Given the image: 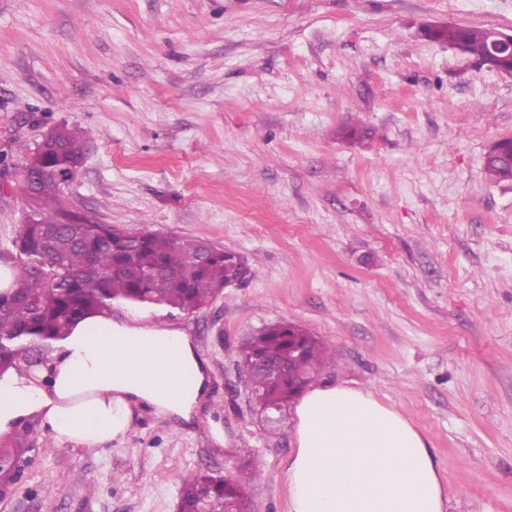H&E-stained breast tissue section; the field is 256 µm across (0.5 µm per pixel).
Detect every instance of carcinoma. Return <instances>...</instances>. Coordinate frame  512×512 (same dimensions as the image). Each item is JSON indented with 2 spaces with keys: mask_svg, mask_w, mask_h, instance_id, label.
<instances>
[{
  "mask_svg": "<svg viewBox=\"0 0 512 512\" xmlns=\"http://www.w3.org/2000/svg\"><path fill=\"white\" fill-rule=\"evenodd\" d=\"M426 37L446 43L476 59L490 53V29L440 25L426 28ZM86 145L68 126L52 129L24 164L30 210L12 248L0 262L16 271L11 288L0 292V368L19 371L42 363L51 341L66 335L70 325L91 313L112 314L116 303L161 307L193 313L210 304L225 285L252 275L246 259L215 248L198 257L200 240L168 234L132 235L69 209L62 184L80 167ZM484 173L490 182L512 183V143L497 142L487 153ZM302 346L300 377L286 380L276 360ZM326 344L288 323L265 327L241 349L245 363L267 361L251 371V389L284 408L312 381L325 360ZM255 471L235 479L212 472H191L181 479L179 507L195 512L199 497L208 495L210 512L244 502L247 482Z\"/></svg>",
  "mask_w": 512,
  "mask_h": 512,
  "instance_id": "1",
  "label": "carcinoma"
}]
</instances>
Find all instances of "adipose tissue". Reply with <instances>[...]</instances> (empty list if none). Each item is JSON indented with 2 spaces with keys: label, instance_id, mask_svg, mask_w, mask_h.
<instances>
[{
  "label": "adipose tissue",
  "instance_id": "1",
  "mask_svg": "<svg viewBox=\"0 0 512 512\" xmlns=\"http://www.w3.org/2000/svg\"><path fill=\"white\" fill-rule=\"evenodd\" d=\"M205 361L180 330L90 314L54 341L46 363L0 374V435L37 419L88 449L123 438L132 409L195 420ZM288 512H446L445 478L422 434L368 390L316 385L295 407Z\"/></svg>",
  "mask_w": 512,
  "mask_h": 512
}]
</instances>
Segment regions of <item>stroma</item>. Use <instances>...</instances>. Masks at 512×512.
I'll list each match as a JSON object with an SVG mask.
<instances>
[{
	"label": "stroma",
	"mask_w": 512,
	"mask_h": 512,
	"mask_svg": "<svg viewBox=\"0 0 512 512\" xmlns=\"http://www.w3.org/2000/svg\"><path fill=\"white\" fill-rule=\"evenodd\" d=\"M448 23L512 33V0H0V250L26 159L65 124L87 142L73 210L254 271L189 314L114 305L191 339L199 418L138 408L97 449L29 421L0 512H175L183 474L246 459L250 512H288L293 410L264 424L238 357L276 322L328 343L318 382L371 389L428 440L448 512H512V185L483 173L512 76L422 33Z\"/></svg>",
	"instance_id": "1"
}]
</instances>
